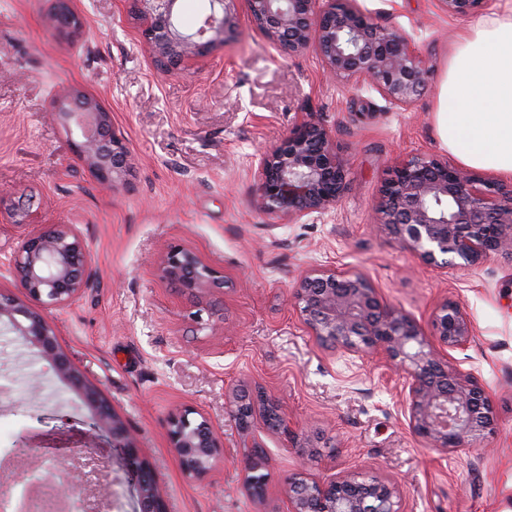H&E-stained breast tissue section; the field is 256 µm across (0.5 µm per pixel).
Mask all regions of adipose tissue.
I'll list each match as a JSON object with an SVG mask.
<instances>
[{"instance_id": "1", "label": "adipose tissue", "mask_w": 512, "mask_h": 512, "mask_svg": "<svg viewBox=\"0 0 512 512\" xmlns=\"http://www.w3.org/2000/svg\"><path fill=\"white\" fill-rule=\"evenodd\" d=\"M435 125L466 167L512 175V5L470 24L448 60Z\"/></svg>"}]
</instances>
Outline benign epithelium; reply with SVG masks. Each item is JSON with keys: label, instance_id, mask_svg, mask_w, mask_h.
Here are the masks:
<instances>
[{"label": "benign epithelium", "instance_id": "obj_1", "mask_svg": "<svg viewBox=\"0 0 512 512\" xmlns=\"http://www.w3.org/2000/svg\"><path fill=\"white\" fill-rule=\"evenodd\" d=\"M131 15L143 22L141 36L156 69L170 74L192 58L207 56L237 34V0H209V12L197 28L182 32L175 20L178 0H126ZM250 22L277 48L297 53L315 46L328 75L344 87L368 85L395 109L418 99L427 87V67L414 41L396 29L376 24L354 0H246ZM452 18L478 12L485 0H438ZM59 35L78 36L82 21L69 0H54ZM53 115L65 128L91 127L74 143L76 153L106 186L124 184L131 173L130 148L98 100L79 90L53 102ZM347 161L336 152L331 132L299 119L279 143L259 154L256 174L265 210L297 220L335 208L347 188ZM375 228L392 235L427 266L448 269L478 264L492 255L512 256V187L482 179L433 155L398 162L384 185ZM89 252L76 224H50L25 234L13 251L11 274L26 297L0 290V326L19 336L47 361L55 376L79 398L96 428L122 450L121 471L136 494V512H167L165 494L153 469L141 456L134 435L101 390L90 382L60 347L45 311L69 305L87 282ZM158 270L162 279L195 303L223 288L224 275L195 251L167 248ZM305 325L323 345L377 358L408 380L405 410L413 433L430 447L448 452L473 446L492 423L491 401L478 383L448 364L445 351L463 349L473 336L463 305L443 300L435 309L432 337L401 309L384 303L371 283L353 272L314 269L293 293ZM229 412L249 434L254 418L270 432H287L279 399L240 384L226 394ZM189 408L172 413L168 438L182 470L204 476L222 454L210 424ZM248 461L250 483L259 493L264 478L261 445ZM13 457L24 467L0 478V504H12L14 489L34 505L50 483L72 493L84 482L94 457L75 450L61 465L45 467L40 449L26 437L15 441ZM299 472L288 478L291 512H403L398 487L387 478L348 471L333 479L307 473L301 454ZM92 489V488H90ZM107 485L82 495L97 512Z\"/></svg>", "mask_w": 512, "mask_h": 512}]
</instances>
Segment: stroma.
Wrapping results in <instances>:
<instances>
[{"label": "stroma", "instance_id": "1", "mask_svg": "<svg viewBox=\"0 0 512 512\" xmlns=\"http://www.w3.org/2000/svg\"><path fill=\"white\" fill-rule=\"evenodd\" d=\"M379 25L416 41L426 92L403 110L374 89L329 80L315 48L275 47L237 4L238 35L224 49L170 75L153 65L125 0H70L81 36L61 37L53 0H0V289L16 291L10 255L25 226L8 210L25 199L30 223L75 224L89 251L88 286L51 312L62 348L132 430L166 493L167 512H289L286 483L299 429L331 443L308 467L320 479L364 469L396 483L403 512H512V258L465 270L424 266L372 229L397 161L447 157L434 112L448 58L468 20L448 19L436 0H359ZM65 89L111 112L132 153L129 185L102 189L52 116ZM327 127L349 160L348 188L334 210L299 220L266 212L258 155L299 118ZM196 251L224 274V331L197 325L195 307L157 274L168 246ZM311 269L356 272L381 299L430 329L436 305L460 301L473 337L448 359L481 385L494 425L474 447L442 453L409 427L408 382L365 354L321 345L290 297ZM256 383L276 392L289 427L255 421L242 434L225 405L229 389ZM189 407L224 446L208 474L190 479L169 444L167 421ZM0 448L21 435L49 459L93 437L110 482L112 512H135L120 453L92 432L79 399L48 364L0 328ZM263 446L266 485L255 496L246 459Z\"/></svg>", "mask_w": 512, "mask_h": 512}]
</instances>
